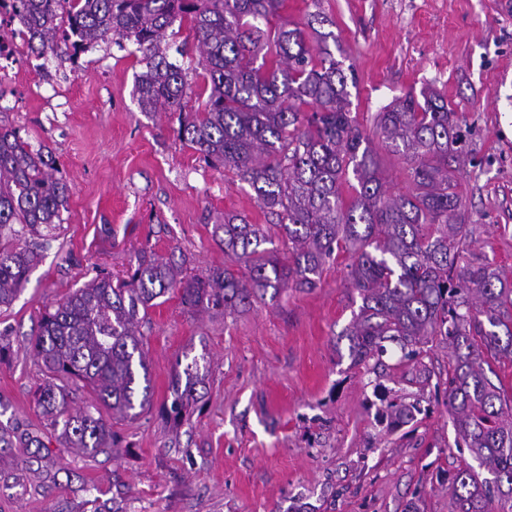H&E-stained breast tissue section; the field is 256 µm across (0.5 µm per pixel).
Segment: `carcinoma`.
Returning a JSON list of instances; mask_svg holds the SVG:
<instances>
[{"mask_svg": "<svg viewBox=\"0 0 512 512\" xmlns=\"http://www.w3.org/2000/svg\"><path fill=\"white\" fill-rule=\"evenodd\" d=\"M284 0H12V33L36 58L74 60L95 45L128 40L141 53L135 75L142 112L179 115V138L203 160L246 182L291 244L283 261L270 229L227 214L213 234L224 254L244 264L187 277L181 267L140 251L128 279L98 278L45 307L33 356L46 373L36 401L57 438L96 456L115 439L100 406L135 418L150 406L151 387L140 327L157 299L178 293L192 310L242 313L291 288L311 292L325 266L345 255L361 300L341 336L354 366L383 365L386 344L419 376L413 400L374 394L387 427L417 420L433 347L450 349L448 414L458 439L487 475L463 467L446 478L451 512H512V395L483 368V356L512 362V278L488 259L469 257L458 179L463 133L448 98L429 90L396 97L377 113L385 147L406 164L408 189L386 188L373 139L352 115L348 75L329 49L331 32L272 20ZM188 22L198 65L208 75L195 94L188 73L168 54L167 30ZM204 98L198 108L192 98ZM55 160L0 118V309H8L62 223L70 184ZM359 190L343 196L348 174ZM209 366L193 360L175 371L167 417L178 420ZM95 403L73 413L71 387Z\"/></svg>", "mask_w": 512, "mask_h": 512, "instance_id": "carcinoma-1", "label": "carcinoma"}]
</instances>
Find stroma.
<instances>
[{"instance_id": "stroma-1", "label": "stroma", "mask_w": 512, "mask_h": 512, "mask_svg": "<svg viewBox=\"0 0 512 512\" xmlns=\"http://www.w3.org/2000/svg\"><path fill=\"white\" fill-rule=\"evenodd\" d=\"M333 22L332 52L354 69L351 111L365 129L397 96L440 89L468 129L459 192L474 256L512 272V0H285L283 18ZM132 42L101 43L78 62L39 63L26 46L0 69V112L43 146L71 184L59 237L0 310V424L48 448L0 450V512H448L444 476L477 459L456 448L443 392L388 432L374 383L414 395L412 369L389 347L378 372L353 366L341 331L357 309L346 261L319 288L249 312L193 311L162 297L143 324L151 407L116 420L111 454L77 453L35 405L44 381L31 354L45 305L97 274L125 278L139 250L205 276L228 259L213 238L225 214L272 219L247 183L206 165L178 120L141 112ZM206 355L209 378L181 424L162 415L178 361Z\"/></svg>"}]
</instances>
